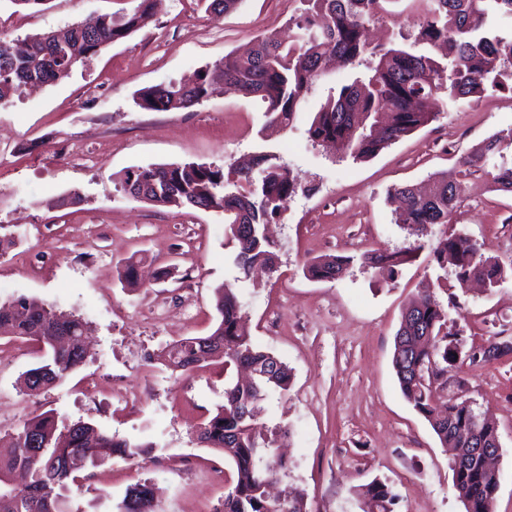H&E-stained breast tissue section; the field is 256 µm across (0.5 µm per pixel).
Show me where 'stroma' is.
Returning <instances> with one entry per match:
<instances>
[{
  "label": "stroma",
  "instance_id": "35a3bbf8",
  "mask_svg": "<svg viewBox=\"0 0 512 512\" xmlns=\"http://www.w3.org/2000/svg\"><path fill=\"white\" fill-rule=\"evenodd\" d=\"M131 7L130 0H0V32L22 40ZM300 8L299 0H240L216 16L197 0H160L142 29L68 77L0 104V225L20 234L0 257V300L38 298L89 326L81 369L36 396L20 389L35 362L31 343L0 338V438L23 419L52 411L153 444L146 458H115L87 471L68 493L76 512H117L139 480L156 489L157 512H214L223 500L229 466L195 435L224 401L223 368L211 363L180 375L157 359L166 345L213 328L220 286L239 297L254 344L291 370L288 392L269 395L262 419L292 430L280 486L300 492L307 512H361L356 492L376 477L394 483L399 512H465L450 454L400 392L394 335L403 307L429 282L449 328L467 343L485 344L494 324L512 332V275L491 290L465 289L430 250L436 238L463 230L485 255L512 264V192L496 189L492 166L471 169L449 223L428 228L424 248L396 278L375 274L358 257L413 243L395 222L389 190L427 185L478 143L512 133V95L489 91L442 108L366 162L334 160L306 139L329 89L350 82L342 67H331L280 132L265 131L261 100L221 85L186 110L148 111L134 102L141 89L189 79L228 53H244L259 36L288 38ZM260 153L276 156L305 187L269 226L278 256L273 272L239 271L222 212L156 206L124 193L117 180L151 164L224 168ZM73 190L79 203L68 201ZM324 254L351 257L341 278L306 277L305 262ZM131 257L148 278L136 288L119 280ZM167 266L172 277L156 280ZM458 371L499 427L494 512H512V358Z\"/></svg>",
  "mask_w": 512,
  "mask_h": 512
}]
</instances>
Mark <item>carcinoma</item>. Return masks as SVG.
Here are the masks:
<instances>
[{
	"label": "carcinoma",
	"mask_w": 512,
	"mask_h": 512,
	"mask_svg": "<svg viewBox=\"0 0 512 512\" xmlns=\"http://www.w3.org/2000/svg\"><path fill=\"white\" fill-rule=\"evenodd\" d=\"M121 14L99 17L95 27L79 24L28 37L25 49L0 33V102L26 85H48L72 68L142 28L157 0H134ZM206 10L223 14L241 0H199ZM308 8L293 18L294 40L283 43L272 34L257 40L245 56L228 54L219 63L224 85L246 97H258L268 123L281 129L291 124L300 105L323 75L330 57L354 71V77L328 94L314 113L306 135L314 145L331 144L337 159L365 161L425 126L438 114V102L457 106L491 89L512 93V29L498 25L512 19V0H423L419 30L413 42L391 40L373 46L366 37L369 23L391 15L398 0H303ZM214 92L208 70L195 82H170L143 89L137 105L151 111L189 109ZM512 137L494 136L480 143L462 165L494 164V183L512 192V161L505 151ZM130 196L169 208L224 212L226 231L236 248L235 263L247 274L255 265L273 268L276 256L260 226L279 215L302 189L290 170L259 155L249 166L228 169L205 164H155L128 171L120 180ZM463 190L454 173L435 180L429 194L411 186L394 189L399 200L397 223L410 234L424 235L434 224H446ZM414 249L388 253L367 251L363 265L392 277ZM433 255L441 267L451 265L460 282L477 279L495 288L506 279L499 260L484 255L466 232L440 238ZM351 257L326 255L305 267L319 281L336 278ZM137 261L130 258L120 282L135 286ZM217 323L206 336L187 337L167 345L160 354L172 371H189L222 360L224 372L245 367L247 380L234 379L224 388V404L201 424L198 438L224 452L231 483L215 512H305L301 497L272 498L267 488L288 468L276 453L277 442L290 428L273 430L260 421L258 407L271 391L285 392L291 382L288 366L252 342L241 302L232 288L218 289ZM86 324L44 302L11 298L0 302V337L15 336L40 345L34 366L24 374L27 395H36L66 380L84 365L80 350ZM512 356V336L497 331L487 343L467 346L448 331V312L429 293L420 295L402 313L394 338L393 368L400 391L424 417L444 448L454 449L450 469L453 486L465 512H493L501 483L498 468L486 458L501 451L498 426L451 389L465 384L451 365L457 361L486 365ZM10 457L0 458V512H71L65 491L75 472L120 457L148 454V444L108 435L92 424L67 422L50 413L21 421L12 436ZM151 485H130L118 512H154ZM363 512H397L395 486L379 478L359 488Z\"/></svg>",
	"instance_id": "obj_1"
}]
</instances>
